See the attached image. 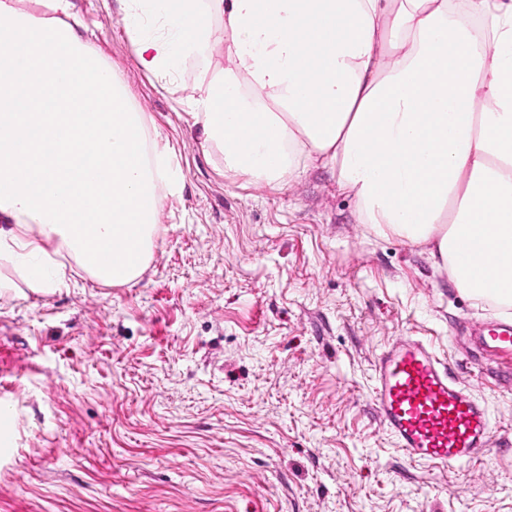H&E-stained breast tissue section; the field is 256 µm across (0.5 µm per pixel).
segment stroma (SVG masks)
I'll use <instances>...</instances> for the list:
<instances>
[{"label": "stroma", "mask_w": 512, "mask_h": 512, "mask_svg": "<svg viewBox=\"0 0 512 512\" xmlns=\"http://www.w3.org/2000/svg\"><path fill=\"white\" fill-rule=\"evenodd\" d=\"M72 2L179 179L130 282L70 259L40 291L0 258V512H512V367L474 344L500 306L360 224L329 170L225 171L187 105L201 65L149 76L118 0ZM402 333L486 404L478 461L435 470L382 429L372 364Z\"/></svg>", "instance_id": "35a3bbf8"}]
</instances>
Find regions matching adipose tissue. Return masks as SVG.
<instances>
[{"mask_svg": "<svg viewBox=\"0 0 512 512\" xmlns=\"http://www.w3.org/2000/svg\"><path fill=\"white\" fill-rule=\"evenodd\" d=\"M40 4L0 0V256L45 288L63 259L108 249L93 273L123 284L159 232L164 153L72 0ZM146 12L169 35H147ZM211 12L224 67L189 105L225 170L278 185L330 168L360 223L428 247L458 288L512 305V0H134L138 67L210 68Z\"/></svg>", "mask_w": 512, "mask_h": 512, "instance_id": "obj_1", "label": "adipose tissue"}]
</instances>
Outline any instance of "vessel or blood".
Here are the masks:
<instances>
[{
    "label": "vessel or blood",
    "instance_id": "b4317fda",
    "mask_svg": "<svg viewBox=\"0 0 512 512\" xmlns=\"http://www.w3.org/2000/svg\"><path fill=\"white\" fill-rule=\"evenodd\" d=\"M480 347L512 360V320L487 325ZM372 399L382 429L408 458L448 470L472 462L490 446L486 406L452 377L433 347L399 335L377 355Z\"/></svg>",
    "mask_w": 512,
    "mask_h": 512
}]
</instances>
